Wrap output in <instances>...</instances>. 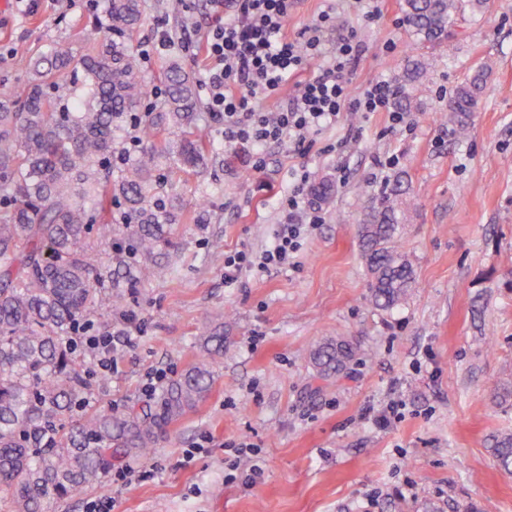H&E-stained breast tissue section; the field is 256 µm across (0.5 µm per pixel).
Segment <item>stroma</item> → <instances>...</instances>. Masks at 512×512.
Masks as SVG:
<instances>
[{
    "label": "stroma",
    "mask_w": 512,
    "mask_h": 512,
    "mask_svg": "<svg viewBox=\"0 0 512 512\" xmlns=\"http://www.w3.org/2000/svg\"><path fill=\"white\" fill-rule=\"evenodd\" d=\"M402 0H386L365 24L353 0H339L336 23L356 29L366 53L353 79L361 90L379 77L399 80L408 57L429 65L412 94V130L388 131L385 113H347L312 135L306 149L268 144L254 169L252 149L224 142L205 111L196 123L210 141V162L178 182L185 208L207 197L211 221L175 224L174 273L129 275V255L113 261L127 288V309L146 327L117 355L118 370L92 363L90 403L143 400L149 373L180 374L199 353L203 327L224 326V357L207 401L176 423L125 485L116 477L83 497L53 500L49 512H86L115 498L117 512H512V474L496 464L494 435L512 431V0H488L460 16L447 41L421 47L402 22ZM136 48L159 30L176 44L194 42L216 16L209 0H143ZM100 15L84 0L0 15V96L28 76L32 56L56 41H80ZM488 64L484 93L466 135L448 111L456 86ZM396 156L384 179L376 161ZM346 181L337 184L336 169ZM331 184L324 221L302 242L297 269L247 273L224 284V258L273 241L291 172ZM400 183L399 243L415 273L407 300L381 310L369 301L370 278L359 226L386 186ZM342 336L362 359L347 377L315 378L307 347ZM402 403L401 422L380 429L368 409ZM258 445L254 483L233 480L234 443ZM197 449L184 465L187 449Z\"/></svg>",
    "instance_id": "1"
}]
</instances>
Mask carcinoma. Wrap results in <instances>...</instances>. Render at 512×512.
I'll return each instance as SVG.
<instances>
[{"label":"carcinoma","mask_w":512,"mask_h":512,"mask_svg":"<svg viewBox=\"0 0 512 512\" xmlns=\"http://www.w3.org/2000/svg\"><path fill=\"white\" fill-rule=\"evenodd\" d=\"M487 0H404L403 22L423 44L448 36L457 16ZM106 29L90 47L58 41L31 59L29 77L0 98V491L5 512H44L49 500L80 496L114 469L149 455L160 439L208 396L224 332L202 334V356L141 406L93 409L75 429L59 426L84 407L90 380L64 339L126 294L112 283L99 247L113 221L134 224L135 265L163 271L157 255L172 247V224H206L201 201L186 211L174 181L203 170L208 143L195 125L198 83L177 59L160 72L161 107L139 111L148 85L133 42L142 0H105ZM425 60L411 58L406 84ZM488 67L455 88L448 111L465 128L483 92ZM143 147H121L128 130ZM398 196L384 193L366 226L364 258L370 302L394 308L414 283L399 250ZM358 355L338 337L308 351L316 375L337 377ZM498 465L512 472V432L495 438Z\"/></svg>","instance_id":"cac0c4a2"}]
</instances>
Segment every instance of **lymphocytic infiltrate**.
<instances>
[{
	"instance_id": "lymphocytic-infiltrate-1",
	"label": "lymphocytic infiltrate",
	"mask_w": 512,
	"mask_h": 512,
	"mask_svg": "<svg viewBox=\"0 0 512 512\" xmlns=\"http://www.w3.org/2000/svg\"><path fill=\"white\" fill-rule=\"evenodd\" d=\"M218 21L197 46L205 61L201 85L212 120L224 141L263 148L271 142L304 145L311 134L335 125L345 112H383L390 128L409 127L407 113L392 109L395 85L377 78L360 93L351 85L365 52L355 30L336 27V7L327 4L298 37L286 34L293 0H210ZM292 94H285L287 84ZM275 109H267V102ZM310 177L293 175V190L282 206L280 229L261 254L242 249L224 258V282L236 284L244 272L295 267L304 238L323 217L309 202ZM124 329L103 336L74 333L68 344L81 349L103 372L114 368V353L134 345L141 328L135 314H123Z\"/></svg>"
}]
</instances>
